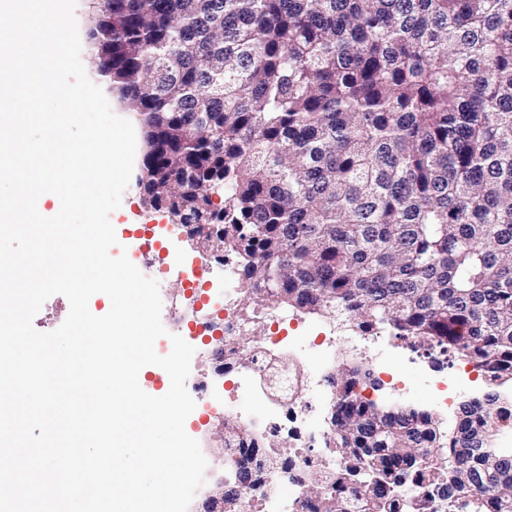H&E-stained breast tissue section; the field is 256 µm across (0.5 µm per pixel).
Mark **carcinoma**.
<instances>
[{"label":"carcinoma","instance_id":"obj_1","mask_svg":"<svg viewBox=\"0 0 512 512\" xmlns=\"http://www.w3.org/2000/svg\"><path fill=\"white\" fill-rule=\"evenodd\" d=\"M94 67L139 116L138 186L267 309L389 329L512 383V0H97ZM346 362L320 512H512L499 392L448 428Z\"/></svg>","mask_w":512,"mask_h":512}]
</instances>
